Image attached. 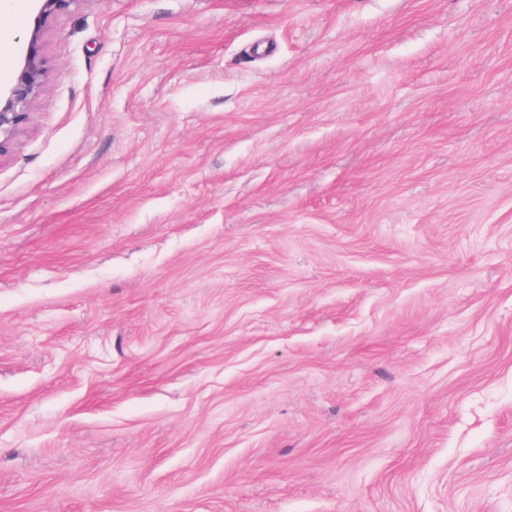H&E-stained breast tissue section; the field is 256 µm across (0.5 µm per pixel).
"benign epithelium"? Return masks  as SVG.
<instances>
[{
	"instance_id": "7a95c632",
	"label": "benign epithelium",
	"mask_w": 512,
	"mask_h": 512,
	"mask_svg": "<svg viewBox=\"0 0 512 512\" xmlns=\"http://www.w3.org/2000/svg\"><path fill=\"white\" fill-rule=\"evenodd\" d=\"M73 0H34L33 24L23 33L26 49L16 61L13 83L0 86V157L8 152L30 119L29 109L39 99L47 80L43 31L48 17Z\"/></svg>"
}]
</instances>
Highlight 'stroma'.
<instances>
[{
  "label": "stroma",
  "instance_id": "stroma-1",
  "mask_svg": "<svg viewBox=\"0 0 512 512\" xmlns=\"http://www.w3.org/2000/svg\"><path fill=\"white\" fill-rule=\"evenodd\" d=\"M0 157V512H512V0H72Z\"/></svg>",
  "mask_w": 512,
  "mask_h": 512
}]
</instances>
